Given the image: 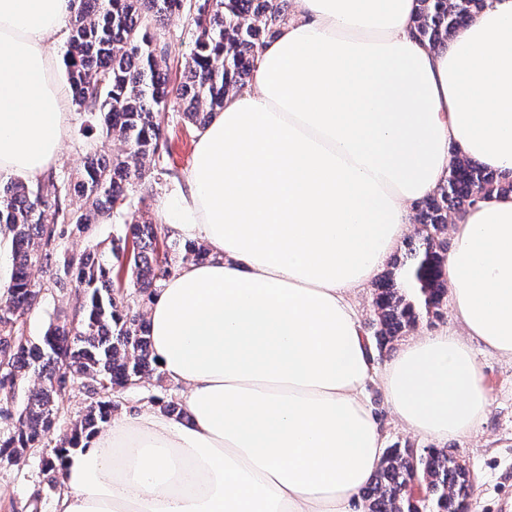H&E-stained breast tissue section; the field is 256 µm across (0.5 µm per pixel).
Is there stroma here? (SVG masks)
I'll use <instances>...</instances> for the list:
<instances>
[{
  "instance_id": "obj_1",
  "label": "stroma",
  "mask_w": 512,
  "mask_h": 512,
  "mask_svg": "<svg viewBox=\"0 0 512 512\" xmlns=\"http://www.w3.org/2000/svg\"><path fill=\"white\" fill-rule=\"evenodd\" d=\"M162 32L170 45L167 74L175 85L180 82L193 49V30L187 18L173 17L164 22ZM67 112L68 134L54 166L60 176L70 175L77 168L93 141L88 132L89 116L73 104ZM163 127L166 151L155 168V178L134 191L135 197L142 200V210L159 223L164 220L162 203L166 195L177 177L185 176L193 163L199 136L198 129L174 105L169 106ZM70 308L68 293L45 290L40 304L27 316L26 335L39 340L49 324L62 321ZM471 350L489 392L490 410L477 431L449 440L446 448L474 475L476 493L470 512H512V361L487 352L476 342ZM112 398L119 411L124 412L145 402L179 400L180 393L167 379L154 377L146 385L114 391ZM54 453V448L47 446L15 461H0V512H54L60 489L48 486L41 466L42 459Z\"/></svg>"
}]
</instances>
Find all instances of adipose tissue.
Listing matches in <instances>:
<instances>
[{
  "instance_id": "1",
  "label": "adipose tissue",
  "mask_w": 512,
  "mask_h": 512,
  "mask_svg": "<svg viewBox=\"0 0 512 512\" xmlns=\"http://www.w3.org/2000/svg\"><path fill=\"white\" fill-rule=\"evenodd\" d=\"M419 6L292 0L164 201L171 239L210 250L147 311L187 416L144 403L64 453L55 512H364L386 452L368 385L421 437L486 418L470 343L512 360V193L450 227L447 330L379 368L357 312L454 156L512 176V0H485L444 49L417 38ZM71 9L0 0L1 175L34 182L60 156L50 44Z\"/></svg>"
}]
</instances>
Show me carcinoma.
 <instances>
[{
  "label": "carcinoma",
  "instance_id": "1",
  "mask_svg": "<svg viewBox=\"0 0 512 512\" xmlns=\"http://www.w3.org/2000/svg\"><path fill=\"white\" fill-rule=\"evenodd\" d=\"M64 62L72 100L99 118L101 146L85 153L82 168L58 182L49 172L36 183L0 184V226L12 234L13 277L0 303V417L14 420L0 439V458H14L47 442L75 450L112 418V391L138 384L158 370L148 321L121 291L129 276L135 292L151 299L175 273L177 258L203 262L207 249L170 239L167 228L140 212L128 187L144 185L161 157L165 109L171 101L198 128L224 107V97L247 85L255 56L288 21L290 0H72ZM417 36L434 48L461 32L485 0H420ZM194 25V48L186 80L168 82L163 69L169 46L157 34L172 15ZM117 140L123 153L109 155ZM512 193V179L466 158L450 166L448 180L417 206L421 225L409 261L395 266L375 289L376 346L415 328L440 310L448 295V222L455 211L482 195ZM76 197L79 204L71 206ZM135 210L125 235L111 242V259L90 250L68 253L74 235ZM49 274L52 287L72 297L70 315L50 324L40 342L25 334L26 316L40 303L43 288L30 270ZM40 380L17 411L19 389L29 374ZM76 387L90 399L83 418L57 428L58 396ZM386 452L363 490L365 512H410L409 486L421 484L434 512H469L473 487L467 470L442 448Z\"/></svg>",
  "mask_w": 512,
  "mask_h": 512
}]
</instances>
